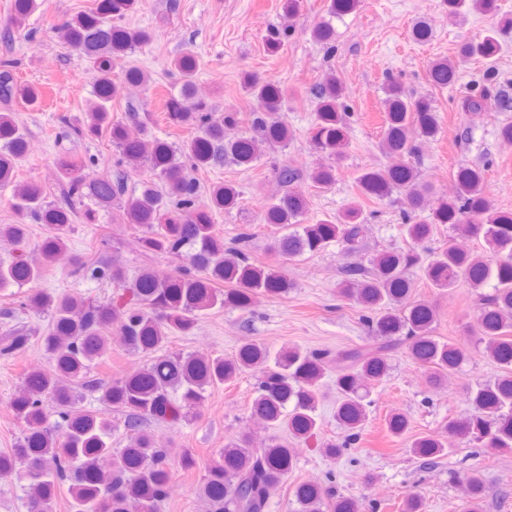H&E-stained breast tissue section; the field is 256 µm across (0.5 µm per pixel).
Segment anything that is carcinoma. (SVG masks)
<instances>
[{
	"label": "carcinoma",
	"mask_w": 512,
	"mask_h": 512,
	"mask_svg": "<svg viewBox=\"0 0 512 512\" xmlns=\"http://www.w3.org/2000/svg\"><path fill=\"white\" fill-rule=\"evenodd\" d=\"M448 15H483L498 12L497 0H447ZM139 0H96V6L55 25L71 51L85 57L97 72L87 120L75 128L81 138L109 134L120 154L109 175L88 172V164L69 157L57 159L62 199L46 200L35 181L14 184V173L27 154V137L9 105L16 100L34 104L39 93L20 85L14 77L16 62L0 60V188H12L13 224L0 225V238L18 246V252L0 257V290L32 285L25 304L50 315L40 346L54 363L51 371L27 374L10 408L21 424L14 447L0 452V480L12 478L25 493L27 512H55L58 491L68 486L70 512H160L167 499L173 468L191 471L196 456L185 448L157 444L152 425H178L195 418L193 409L208 390L235 381L244 372L260 368L263 376L255 388L251 416L267 428H285L288 437H273L263 448L251 447L247 434L225 439L218 460L205 467L198 495L205 512H266L268 502L288 478L296 462L295 446L319 429L318 407L326 397L325 363L328 351L283 347L276 352L259 342L242 344L235 354L200 355L169 348L173 336L193 334L198 319L215 309H248L258 295L282 296L293 283L279 269L251 260L244 246L251 228L225 244L215 230V212L238 206L239 190L216 181L206 188L208 209L197 207L200 182L187 174L185 162L196 170L230 163L253 164L267 148H284L292 139L281 112L285 90L272 78L244 77L254 107L246 119L236 112H220L194 97L195 55L183 52L171 61L179 74L181 95L168 102V119L186 126L193 135L173 146L139 126L131 137L123 121L112 114L117 85L147 86L149 76L125 59L148 44L146 29L121 25ZM39 7L37 0H14L13 13L0 26L3 36ZM501 49L498 32L463 42L453 60L432 62L429 73L439 86L453 84L461 66L473 59L488 63ZM317 108L311 140L334 161L345 158L348 148V107L336 75L330 73L314 87ZM384 153L400 161L384 168H367L358 176L365 196L380 198L394 191L403 195L402 225L409 247L372 256L367 266H350L336 284L339 297L360 305L377 342L336 354L338 370L332 381L336 392V421L344 429L342 442L324 444L325 455L337 456L356 440L366 421V408L376 383L390 369L389 352L404 345L411 358L431 372L441 384L468 360L461 347L433 336L435 306L409 300L414 270L428 285L445 291L459 282L476 291L478 315L469 334L474 351L495 362L501 374L479 383L468 393V412L443 424V434L415 437L413 454L432 461L450 451L448 439L477 442L500 452H512V212L495 208L484 172L461 166L455 174V192L439 200L429 213L424 201L430 192L418 167L407 159L418 156L415 139L427 141L440 132L432 104L415 98L389 81L386 87ZM493 102L500 112L512 110V93L485 87L462 100L465 112L480 111ZM144 163L149 176L139 192L126 196V163ZM336 167L320 165L310 178L318 187L335 179ZM300 177L297 169L283 165L276 178L283 193L268 203L261 220L276 230L270 250L284 261L317 254L333 243L348 252L358 249L366 217L353 201L335 216L304 223L305 200L290 190ZM121 204L123 219L142 229L138 244L146 253L179 257L183 264L165 279L150 268L128 278L118 263L74 260L82 276L110 281L117 287L112 302L103 304L68 293L54 294L34 287L45 268L68 250L66 230L74 204L84 206L87 224L97 223L99 209ZM49 224L55 233L38 245L41 260L30 261L24 246L28 225ZM448 226V241L427 248L438 226ZM460 237L483 241L482 251L459 247ZM490 287L485 292L483 288ZM132 355L148 357L136 371L105 381L91 376L98 359L112 349V341ZM29 334L6 329L0 354L25 349ZM96 396L104 411L80 408L86 394ZM388 431L404 436L409 429L405 413L393 410ZM123 430L126 444L112 447V435ZM467 512H483V474L466 475ZM298 512H361L353 498L336 495L331 486L304 482L295 488Z\"/></svg>",
	"instance_id": "carcinoma-1"
}]
</instances>
